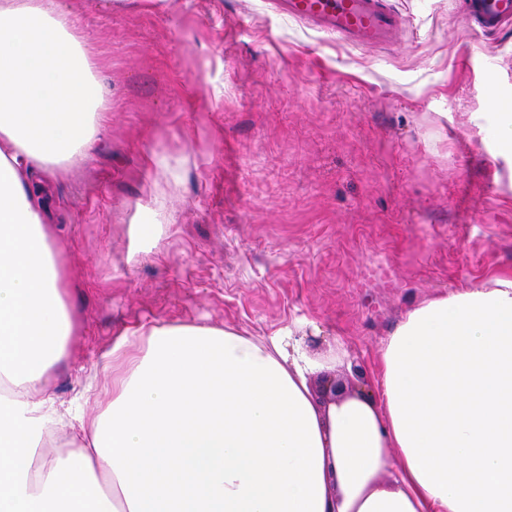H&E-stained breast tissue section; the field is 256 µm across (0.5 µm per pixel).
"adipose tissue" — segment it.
I'll return each mask as SVG.
<instances>
[{
    "label": "adipose tissue",
    "mask_w": 512,
    "mask_h": 512,
    "mask_svg": "<svg viewBox=\"0 0 512 512\" xmlns=\"http://www.w3.org/2000/svg\"><path fill=\"white\" fill-rule=\"evenodd\" d=\"M107 108L59 0H0V512H512L511 274L408 310L375 400L320 405L294 336L168 323L102 353L104 406H57L79 320L34 179Z\"/></svg>",
    "instance_id": "adipose-tissue-1"
}]
</instances>
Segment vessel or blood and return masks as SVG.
Here are the masks:
<instances>
[{"label": "vessel or blood", "mask_w": 512, "mask_h": 512, "mask_svg": "<svg viewBox=\"0 0 512 512\" xmlns=\"http://www.w3.org/2000/svg\"><path fill=\"white\" fill-rule=\"evenodd\" d=\"M276 9L354 47H388L404 27L386 0H276ZM469 24L492 33L512 26V0H463Z\"/></svg>", "instance_id": "b4317fda"}]
</instances>
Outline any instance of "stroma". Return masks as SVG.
<instances>
[{
  "label": "stroma",
  "instance_id": "1",
  "mask_svg": "<svg viewBox=\"0 0 512 512\" xmlns=\"http://www.w3.org/2000/svg\"><path fill=\"white\" fill-rule=\"evenodd\" d=\"M356 48L268 0H60L112 103L56 170L54 236L81 318L50 394L67 405L128 327L303 338L375 397L385 339L419 303L512 273V28L459 0ZM152 224L154 236L136 227Z\"/></svg>",
  "mask_w": 512,
  "mask_h": 512
}]
</instances>
